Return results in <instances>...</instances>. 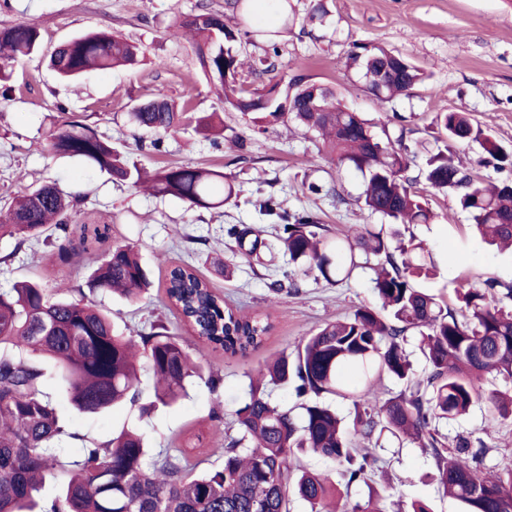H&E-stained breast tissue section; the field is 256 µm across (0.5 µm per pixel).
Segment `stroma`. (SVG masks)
Wrapping results in <instances>:
<instances>
[{"instance_id":"obj_1","label":"stroma","mask_w":512,"mask_h":512,"mask_svg":"<svg viewBox=\"0 0 512 512\" xmlns=\"http://www.w3.org/2000/svg\"><path fill=\"white\" fill-rule=\"evenodd\" d=\"M295 23L279 38L274 70L258 37L237 36L234 47L246 66L245 85L279 89L301 78L334 89L352 109L376 117L397 114L390 136H404L411 151L410 175H418L436 148L437 115L466 112L493 137L512 149V0H291ZM323 16H313L315 6ZM224 15L235 30L227 0H0V27L36 24L38 50L15 65L10 79L0 82V199L43 184H57L81 195L79 211L71 213L68 232H55L54 244L15 250L10 238L0 239V289L35 280L43 287L87 288L91 270L82 261L60 262V249L78 245L85 224H105L108 238L99 243L107 252L113 242L134 243L146 264L152 287L141 301L129 302L99 291L94 299L111 311L118 330H149L160 321L177 336L204 367L218 370L222 382L211 392L196 381L186 397L147 416L124 405L96 415L72 410L58 398L60 414L71 431L103 441L124 428L151 437L156 447L185 450L198 469L218 467L231 432L234 411L244 399L250 375L284 349L293 348L320 325L344 317L360 305H375L370 269H357L342 283H327L316 273L298 274L299 290L273 291L271 284L288 258L277 244L261 249L259 257L243 258L225 235L230 225L265 230L277 215L258 202L273 198L294 214L307 211L333 234L352 233L359 225L381 218L360 201L361 174L338 168L321 151L313 135L278 124L265 132L249 130L248 121L225 105L199 66L188 38L173 34L176 18L200 10ZM121 33L139 44L147 62L137 70L91 72L77 83L59 79L50 67V54L60 44L87 32ZM376 44L408 56L427 74L424 85L382 104L369 93L356 69L346 61L357 45ZM163 67H155V60ZM165 95L195 116L219 113L224 120L221 147L194 126L165 135L161 150L151 146V133L132 124L130 105ZM93 128L112 142L129 163L152 172L189 165L222 171L237 196L215 209L189 208L183 201L137 192L113 181L107 173L84 162L53 155L46 147L50 129L71 121ZM336 185L339 197L304 192L305 184ZM435 219L416 224L412 233L425 240L437 268L426 283L430 293L455 304L461 281L488 279L512 282V253L487 245L471 234L469 218L456 203L455 192L428 193ZM194 266L211 288L234 308L252 314L267 311L273 328L258 348L231 356L200 342L170 310L165 285L170 270ZM448 437L464 435L482 440L486 467L512 457V420H491L484 409L442 425ZM376 475L352 485L348 503L366 502L378 494L387 512H403L414 501L432 512H463L444 496L436 481L433 457L416 445L384 436L380 439Z\"/></svg>"}]
</instances>
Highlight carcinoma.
<instances>
[{"label":"carcinoma","instance_id":"carcinoma-1","mask_svg":"<svg viewBox=\"0 0 512 512\" xmlns=\"http://www.w3.org/2000/svg\"><path fill=\"white\" fill-rule=\"evenodd\" d=\"M289 0H278L281 28L267 30L253 0H233L240 19L278 54L277 37L288 28ZM224 16L201 12L173 25V34L188 33L196 47L205 77L224 96V103L258 128L292 122L320 137L336 165L359 172L364 179V206L390 221L375 228L363 225L355 235L328 234L309 212L281 216L275 236L289 263L318 271L327 282L349 278L362 263L359 256L378 258L372 267L373 290L379 306H362L329 322L282 351L250 381L248 398L235 410L237 434L229 437L219 468L198 471L181 449L156 450L136 429H123L98 443L72 432L61 419L54 396L43 390L48 371L72 409L94 415L121 404L148 415L159 406L175 403L186 383L200 379L217 391L222 378L205 371L180 340L165 326L127 335L117 331L112 316L88 297L108 291L136 302L151 282L131 243L117 242L101 254L88 241L107 238L108 227L83 225L77 254L92 268L89 293L48 290L25 280L0 289V512H290V495L309 503L311 512H336L340 488L336 482L301 466L304 454L314 453L345 466L344 487L366 481L376 459L353 446V437L371 440L384 433L409 441L435 460L438 484L444 495L459 501L465 512H512V461L495 469L484 466V445L459 438L448 445L439 430L476 404L494 420H512V312L500 306L512 301V283L487 280L456 289L459 310L428 293L421 283L431 278L434 261L425 243L401 228L426 224L433 218L428 200L407 175L408 146L404 135L392 142L388 126L396 116L386 112L370 119L343 103L335 91L294 81V92L280 96L278 85L250 90L240 82L245 62L233 50L235 36L223 31ZM33 24L0 28V80L7 69L39 47ZM352 52L351 63L361 72L367 90L380 102L407 94L424 81V73L408 57L372 44ZM143 49L120 34L96 31L60 45L50 64L63 80L95 70L136 68ZM388 70L382 88L376 76ZM316 98L318 107L308 100ZM130 120L161 136L177 131L191 115L164 96L134 104ZM436 150L423 171L425 184L438 192L458 191L457 201L481 236L491 245L512 246V182H474L450 156L456 145L475 144L498 162L512 166V153L489 130L461 112H443ZM205 135L223 132L221 119L211 114L197 119ZM50 152L107 171L130 187L154 195H171L191 207L218 208L236 197L224 184L223 199L214 200V186L224 173L207 168L174 166L148 174L130 167L112 143L80 122L52 133ZM77 196L44 184L19 192L0 208V238L15 239L16 248L47 242L53 225L65 229L70 213L80 205ZM227 236L245 256L257 252L260 231L232 225ZM170 304L197 340L226 354H244L261 345L273 328L271 315H243L226 304L189 266H176L166 285ZM410 332L420 336V351L429 368L423 379L414 377L403 346ZM151 370L155 385L151 399L142 401L140 363ZM355 367L357 386L347 385L341 372ZM388 375L405 385L385 398L375 382ZM501 379L507 386L485 388L482 380ZM293 389L297 402L288 407L273 403L267 386ZM326 394L350 399L355 416L348 422L323 400ZM81 441L76 455L63 444ZM58 480L59 493L47 508L40 504L46 479Z\"/></svg>","mask_w":512,"mask_h":512}]
</instances>
